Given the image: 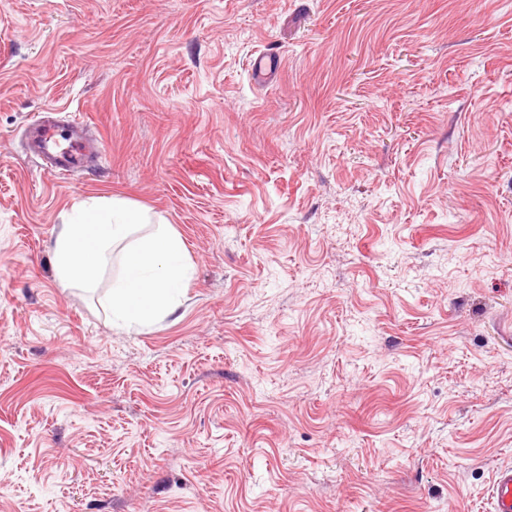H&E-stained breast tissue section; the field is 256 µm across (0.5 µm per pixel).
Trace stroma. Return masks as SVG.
I'll return each instance as SVG.
<instances>
[{
    "mask_svg": "<svg viewBox=\"0 0 512 512\" xmlns=\"http://www.w3.org/2000/svg\"><path fill=\"white\" fill-rule=\"evenodd\" d=\"M50 107L103 165L26 153ZM92 195L184 241L175 313L59 285ZM504 467L512 0H0V512H493Z\"/></svg>",
    "mask_w": 512,
    "mask_h": 512,
    "instance_id": "1",
    "label": "stroma"
}]
</instances>
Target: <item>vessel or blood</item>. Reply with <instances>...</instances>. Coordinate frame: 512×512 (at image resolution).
Returning <instances> with one entry per match:
<instances>
[{
	"instance_id": "1",
	"label": "vessel or blood",
	"mask_w": 512,
	"mask_h": 512,
	"mask_svg": "<svg viewBox=\"0 0 512 512\" xmlns=\"http://www.w3.org/2000/svg\"><path fill=\"white\" fill-rule=\"evenodd\" d=\"M88 129V123L78 115H71L61 127L41 112L26 126V149L50 172L69 180L86 171L90 160L105 156L102 139L90 137ZM493 494L496 512H512V468L497 472Z\"/></svg>"
}]
</instances>
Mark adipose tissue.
<instances>
[{"label": "adipose tissue", "mask_w": 512, "mask_h": 512, "mask_svg": "<svg viewBox=\"0 0 512 512\" xmlns=\"http://www.w3.org/2000/svg\"><path fill=\"white\" fill-rule=\"evenodd\" d=\"M145 218L140 208L112 197L91 196L73 208L54 243L55 273L65 287H93L107 265L113 245ZM186 247L169 225L128 249L112 282V319L125 326L143 325L174 313L189 275Z\"/></svg>", "instance_id": "obj_1"}]
</instances>
